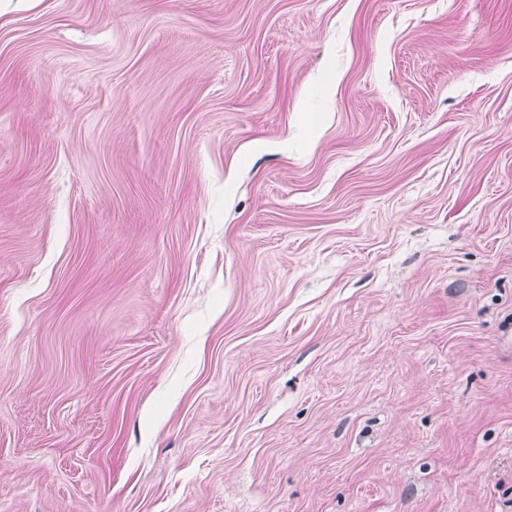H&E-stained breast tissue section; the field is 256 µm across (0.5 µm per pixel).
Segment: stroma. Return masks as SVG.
I'll list each match as a JSON object with an SVG mask.
<instances>
[{
  "instance_id": "stroma-1",
  "label": "stroma",
  "mask_w": 512,
  "mask_h": 512,
  "mask_svg": "<svg viewBox=\"0 0 512 512\" xmlns=\"http://www.w3.org/2000/svg\"><path fill=\"white\" fill-rule=\"evenodd\" d=\"M0 512H512V0H5Z\"/></svg>"
}]
</instances>
